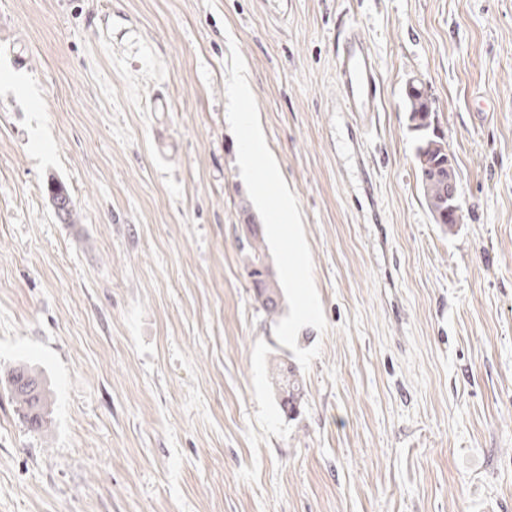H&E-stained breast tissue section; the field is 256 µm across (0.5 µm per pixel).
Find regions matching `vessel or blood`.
<instances>
[{"mask_svg":"<svg viewBox=\"0 0 512 512\" xmlns=\"http://www.w3.org/2000/svg\"><path fill=\"white\" fill-rule=\"evenodd\" d=\"M335 111L353 117L375 115L381 109L382 91L375 55L358 30H350L336 52Z\"/></svg>","mask_w":512,"mask_h":512,"instance_id":"b4317fda","label":"vessel or blood"}]
</instances>
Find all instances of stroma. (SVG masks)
Returning a JSON list of instances; mask_svg holds the SVG:
<instances>
[{
	"instance_id": "1",
	"label": "stroma",
	"mask_w": 512,
	"mask_h": 512,
	"mask_svg": "<svg viewBox=\"0 0 512 512\" xmlns=\"http://www.w3.org/2000/svg\"><path fill=\"white\" fill-rule=\"evenodd\" d=\"M351 28L380 72L367 134L331 109ZM233 44L327 323L299 332L321 352L292 416L238 241ZM17 362L48 390L35 432ZM0 512H512V0H0ZM405 95V108L415 139V166L419 173L423 198L435 224H441L451 230L456 224H462L459 223V215L463 221V211L458 195L454 201H447L445 196V192L449 191L450 197H455L454 182L448 180V175L452 176L456 183L457 178L453 158L448 153L446 143L435 131V102L420 84L409 85ZM435 169L442 173L443 179L435 175ZM48 194L57 220L62 224H72L76 215V203L66 184L53 177L48 179Z\"/></svg>"
}]
</instances>
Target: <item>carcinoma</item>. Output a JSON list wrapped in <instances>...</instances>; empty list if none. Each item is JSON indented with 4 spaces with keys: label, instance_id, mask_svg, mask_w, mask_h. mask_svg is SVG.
Wrapping results in <instances>:
<instances>
[{
    "label": "carcinoma",
    "instance_id": "obj_1",
    "mask_svg": "<svg viewBox=\"0 0 512 512\" xmlns=\"http://www.w3.org/2000/svg\"><path fill=\"white\" fill-rule=\"evenodd\" d=\"M405 108L414 133V160L419 173L423 198L435 223L453 230L459 223L462 209L459 201H449L448 177L456 176L453 158L444 140L434 127L435 102L421 84H411L405 92ZM48 194L57 220L71 224L76 215V203L66 184L58 179L48 181ZM239 219L246 228L239 238L241 249L246 252L245 275L253 290L256 303L269 315L282 311L284 296L278 278L266 281V269L272 267L266 252L262 224L244 198L239 202ZM279 406L290 416L297 413L303 394V383L294 371L281 363L277 366ZM11 395L32 430L43 427L48 410V393L39 375L25 364L10 372Z\"/></svg>",
    "mask_w": 512,
    "mask_h": 512
}]
</instances>
